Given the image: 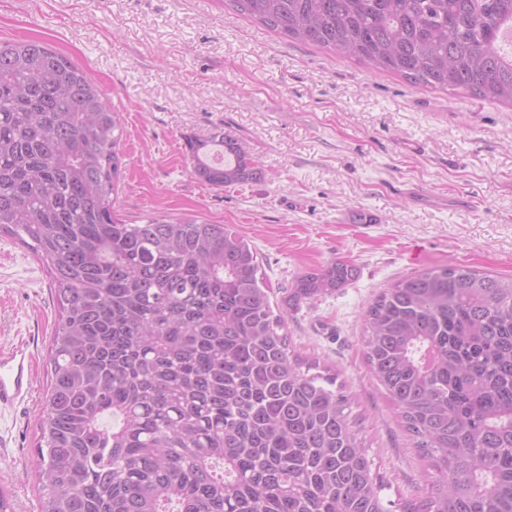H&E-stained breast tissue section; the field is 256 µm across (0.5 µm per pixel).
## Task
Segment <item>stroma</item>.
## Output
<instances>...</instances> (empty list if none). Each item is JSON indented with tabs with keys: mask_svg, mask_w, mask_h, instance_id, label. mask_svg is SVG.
<instances>
[{
	"mask_svg": "<svg viewBox=\"0 0 512 512\" xmlns=\"http://www.w3.org/2000/svg\"><path fill=\"white\" fill-rule=\"evenodd\" d=\"M0 38L47 41L122 112L127 223L199 216L254 244L291 351L347 386L386 512L426 499L434 476L366 365L363 315L391 280L425 269L512 275V108L287 41L224 0H0ZM215 125L261 161V179L216 188L191 174L185 139ZM333 260L357 279L288 307L294 278ZM56 320L44 270L1 237L0 350L25 344L37 384L0 411L10 512L41 508L36 431Z\"/></svg>",
	"mask_w": 512,
	"mask_h": 512,
	"instance_id": "35a3bbf8",
	"label": "stroma"
}]
</instances>
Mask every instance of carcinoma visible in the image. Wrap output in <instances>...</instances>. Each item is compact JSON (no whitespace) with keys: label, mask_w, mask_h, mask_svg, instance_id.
I'll use <instances>...</instances> for the list:
<instances>
[{"label":"carcinoma","mask_w":512,"mask_h":512,"mask_svg":"<svg viewBox=\"0 0 512 512\" xmlns=\"http://www.w3.org/2000/svg\"><path fill=\"white\" fill-rule=\"evenodd\" d=\"M228 6L376 73L512 106V0ZM124 135L91 73L45 41L0 39V237L44 268L58 314L41 512H384L345 385L289 353L249 242L199 217H121ZM185 149L213 187L262 175L219 127ZM357 276L332 261L286 301ZM364 325L369 370L435 472L407 512H512V278L417 272Z\"/></svg>","instance_id":"obj_1"}]
</instances>
